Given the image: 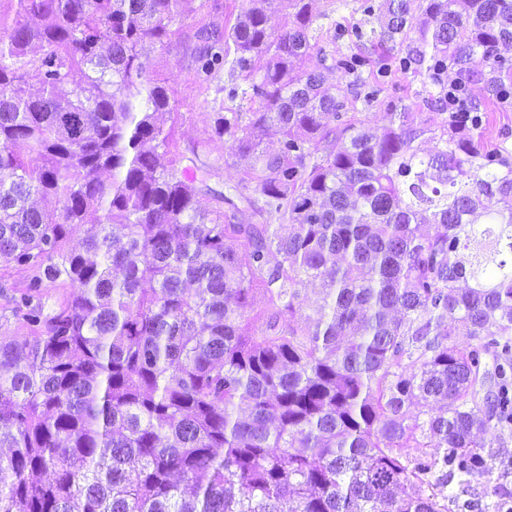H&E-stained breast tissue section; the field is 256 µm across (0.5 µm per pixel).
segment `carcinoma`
I'll use <instances>...</instances> for the list:
<instances>
[{"label":"carcinoma","mask_w":512,"mask_h":512,"mask_svg":"<svg viewBox=\"0 0 512 512\" xmlns=\"http://www.w3.org/2000/svg\"><path fill=\"white\" fill-rule=\"evenodd\" d=\"M188 2L0 0V264L27 274L0 512H487L472 482L512 474L476 440L512 424V153L482 135L512 111V0H360L379 29L334 28L338 55L312 0H278L277 29L267 0L194 26ZM189 27L196 80L227 67L249 101L211 125L228 195L141 61ZM394 72L440 129L380 97ZM229 145V136L225 135L224 141L215 140L211 142L208 147V158L210 162H215L217 167L216 175L212 178V183L220 187L224 186V189L236 182V172L233 164L237 159L228 156ZM224 159H227L228 166L224 165Z\"/></svg>","instance_id":"carcinoma-1"}]
</instances>
